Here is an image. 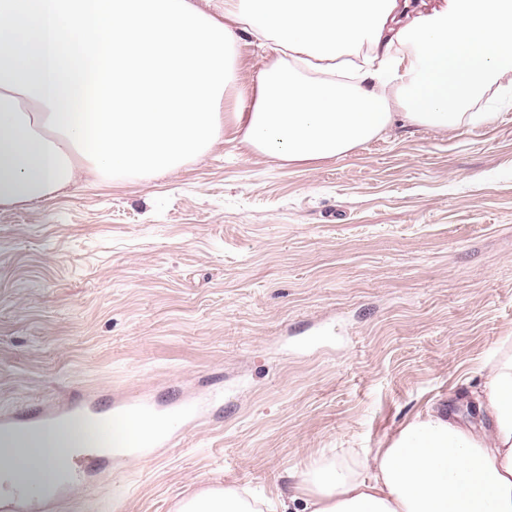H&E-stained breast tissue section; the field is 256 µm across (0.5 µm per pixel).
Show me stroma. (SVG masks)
<instances>
[{
  "mask_svg": "<svg viewBox=\"0 0 512 512\" xmlns=\"http://www.w3.org/2000/svg\"><path fill=\"white\" fill-rule=\"evenodd\" d=\"M512 336V107L441 133L395 122L306 166L233 121L153 180L0 211V412L90 389L219 393L181 446L49 512H177L211 486L291 494L327 448L417 413L471 423Z\"/></svg>",
  "mask_w": 512,
  "mask_h": 512,
  "instance_id": "1",
  "label": "stroma"
}]
</instances>
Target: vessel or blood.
<instances>
[{
	"label": "vessel or blood",
	"instance_id": "vessel-or-blood-1",
	"mask_svg": "<svg viewBox=\"0 0 512 512\" xmlns=\"http://www.w3.org/2000/svg\"><path fill=\"white\" fill-rule=\"evenodd\" d=\"M181 396H174L167 404L157 403L153 398L139 395H112L96 390L83 391L55 401L38 404L16 412L0 413V436L20 434L43 429L56 421L82 416L92 419L103 431H110L113 417L135 411L152 424L141 443V454H150L155 448L174 447L177 438L158 429V422L168 420L172 414H182ZM114 469L113 453L93 452L78 475L79 481L90 484L111 475ZM46 502L41 495L24 488H17L12 498L0 504V512H44Z\"/></svg>",
	"mask_w": 512,
	"mask_h": 512
}]
</instances>
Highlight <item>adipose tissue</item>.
Segmentation results:
<instances>
[{
    "label": "adipose tissue",
    "mask_w": 512,
    "mask_h": 512,
    "mask_svg": "<svg viewBox=\"0 0 512 512\" xmlns=\"http://www.w3.org/2000/svg\"><path fill=\"white\" fill-rule=\"evenodd\" d=\"M223 5L218 17L197 0H0V208L176 171L223 139L230 99L247 150L293 165L343 157L399 119L444 132L512 105V0ZM245 35L271 51L247 86ZM486 366L482 424L432 408L372 456L305 464L276 508L215 487L180 512H512V336ZM93 433L72 420L0 441L1 486L50 489Z\"/></svg>",
    "instance_id": "obj_1"
}]
</instances>
